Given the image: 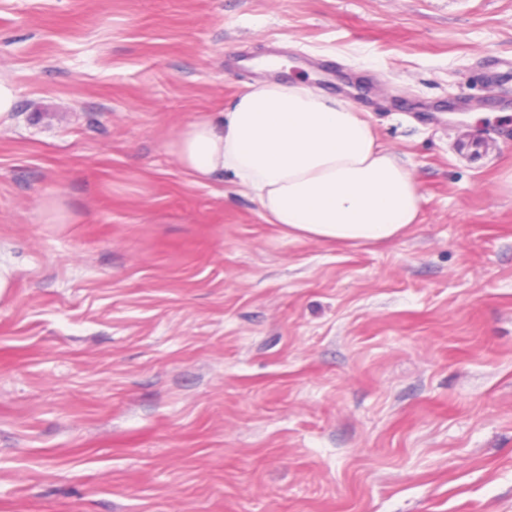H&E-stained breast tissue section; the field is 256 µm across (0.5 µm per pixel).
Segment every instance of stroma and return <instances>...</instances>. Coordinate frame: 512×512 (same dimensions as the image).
Here are the masks:
<instances>
[{
    "mask_svg": "<svg viewBox=\"0 0 512 512\" xmlns=\"http://www.w3.org/2000/svg\"><path fill=\"white\" fill-rule=\"evenodd\" d=\"M508 59L512 0H0V512H512ZM271 77L367 110L418 223L191 184L167 142Z\"/></svg>",
    "mask_w": 512,
    "mask_h": 512,
    "instance_id": "obj_1",
    "label": "stroma"
}]
</instances>
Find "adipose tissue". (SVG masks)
<instances>
[{"label": "adipose tissue", "instance_id": "adipose-tissue-1", "mask_svg": "<svg viewBox=\"0 0 512 512\" xmlns=\"http://www.w3.org/2000/svg\"><path fill=\"white\" fill-rule=\"evenodd\" d=\"M190 182L229 174L290 236L368 244L417 223L414 173L378 141L366 112L303 82L263 81L167 144Z\"/></svg>", "mask_w": 512, "mask_h": 512}]
</instances>
